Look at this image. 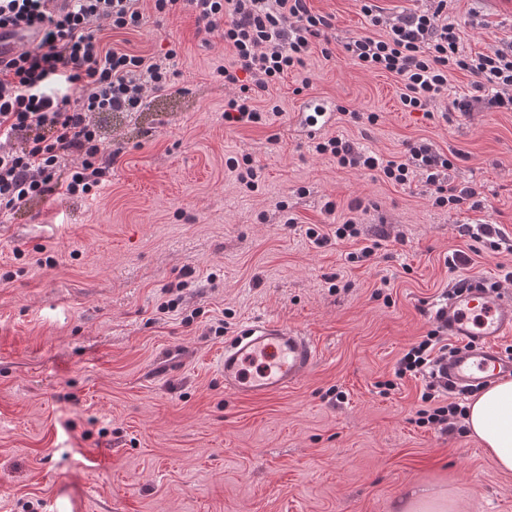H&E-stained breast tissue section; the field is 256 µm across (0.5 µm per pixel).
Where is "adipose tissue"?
Listing matches in <instances>:
<instances>
[{
	"mask_svg": "<svg viewBox=\"0 0 512 512\" xmlns=\"http://www.w3.org/2000/svg\"><path fill=\"white\" fill-rule=\"evenodd\" d=\"M466 425L482 442L496 467L512 473V380L482 392L469 406Z\"/></svg>",
	"mask_w": 512,
	"mask_h": 512,
	"instance_id": "1",
	"label": "adipose tissue"
}]
</instances>
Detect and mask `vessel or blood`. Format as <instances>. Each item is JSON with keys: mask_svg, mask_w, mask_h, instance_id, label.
<instances>
[{"mask_svg": "<svg viewBox=\"0 0 512 512\" xmlns=\"http://www.w3.org/2000/svg\"><path fill=\"white\" fill-rule=\"evenodd\" d=\"M448 334L458 349L436 366L438 375L467 392L512 378V358L498 343L512 335V298L476 279L450 291L444 306ZM318 350L297 328L256 322L224 344V391L235 397L263 398L287 391L315 367Z\"/></svg>", "mask_w": 512, "mask_h": 512, "instance_id": "obj_1", "label": "vessel or blood"}]
</instances>
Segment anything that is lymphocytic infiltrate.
Segmentation results:
<instances>
[{"label":"lymphocytic infiltrate","mask_w":512,"mask_h":512,"mask_svg":"<svg viewBox=\"0 0 512 512\" xmlns=\"http://www.w3.org/2000/svg\"><path fill=\"white\" fill-rule=\"evenodd\" d=\"M157 17L195 15L203 44L220 37L233 52L219 70L237 94L228 100L224 119L258 124L263 112L257 96L288 70L303 66L313 45L330 55L333 18L311 11L308 0H152ZM141 0H0V28L30 32L34 39L0 60V222L35 200L84 197L112 180L122 152L99 123L105 112H139L150 94L172 87L166 58L128 53L109 46L105 31L139 28ZM349 60L369 71L394 75L400 100L424 112L448 96V75L459 71L490 105L512 112V45L486 53L467 52L458 28L448 20V0L433 10L390 23L384 35H360L343 45ZM343 168L368 170L395 184L421 180L436 204L479 209L480 190L451 185L441 176L443 155L424 143L407 144L401 159L386 160L334 136L313 143ZM454 347L441 320L410 345L397 363L396 378L422 377L419 426L465 433L467 407L453 398L434 367Z\"/></svg>","instance_id":"1"}]
</instances>
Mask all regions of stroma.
Segmentation results:
<instances>
[{"mask_svg": "<svg viewBox=\"0 0 512 512\" xmlns=\"http://www.w3.org/2000/svg\"><path fill=\"white\" fill-rule=\"evenodd\" d=\"M374 3L376 27L360 0H309L339 45L431 5ZM142 7L140 28L109 42L176 50L177 75L144 111L100 115L123 146L111 186L0 224V512H395L428 490L449 512H512V473L475 436L412 424L424 379L378 388L431 329L442 292L485 279L512 293V112L442 101L426 117L403 106L393 75L316 49L271 89L279 115L236 127L224 120L236 91L216 73L223 41L202 44L192 13L160 22ZM448 16L466 50L512 42V0H453ZM308 100L336 109L322 137L385 159L430 144L448 183L479 187L484 208L439 207L424 183L309 152ZM245 155L260 168L247 193L225 165ZM351 217L358 238H334ZM464 224L493 225L492 241ZM313 226L328 242L308 238ZM376 240V259L349 260ZM455 253L465 261L452 269ZM260 320L310 336L318 362L286 392L227 396L224 342Z\"/></svg>", "mask_w": 512, "mask_h": 512, "instance_id": "35a3bbf8", "label": "stroma"}]
</instances>
